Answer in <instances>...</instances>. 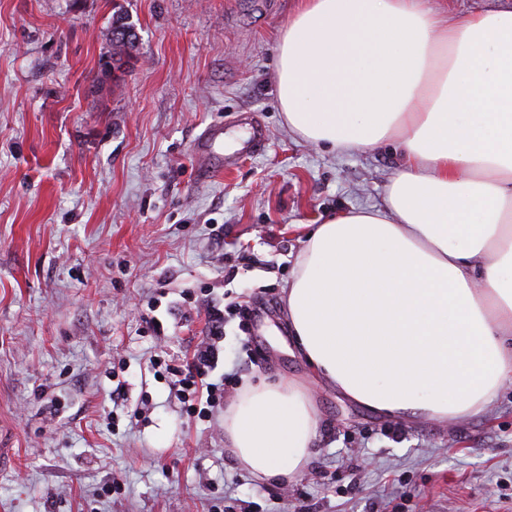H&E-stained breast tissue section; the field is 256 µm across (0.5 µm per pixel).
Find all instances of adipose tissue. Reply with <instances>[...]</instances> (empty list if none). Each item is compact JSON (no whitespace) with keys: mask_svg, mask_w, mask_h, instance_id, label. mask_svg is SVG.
Returning a JSON list of instances; mask_svg holds the SVG:
<instances>
[{"mask_svg":"<svg viewBox=\"0 0 512 512\" xmlns=\"http://www.w3.org/2000/svg\"><path fill=\"white\" fill-rule=\"evenodd\" d=\"M292 134L331 151L386 143L403 166L383 206L306 236L285 287L313 370L400 420L454 423L512 384V8L457 16L426 0H300L277 43ZM319 416L293 380L224 411L241 467L289 481Z\"/></svg>","mask_w":512,"mask_h":512,"instance_id":"1","label":"adipose tissue"}]
</instances>
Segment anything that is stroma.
<instances>
[{
	"label": "stroma",
	"instance_id": "obj_1",
	"mask_svg": "<svg viewBox=\"0 0 512 512\" xmlns=\"http://www.w3.org/2000/svg\"><path fill=\"white\" fill-rule=\"evenodd\" d=\"M139 37L103 80L113 6ZM298 0H0V512H512V385L490 413L402 423L317 375L282 288L309 225L381 204L394 145L335 154L278 108V37ZM267 131L235 150L251 119ZM223 123V174L192 145ZM258 301L240 320L236 304ZM224 312V399L308 385L316 454L291 486L224 445V411L187 414L166 365ZM154 311L163 334L143 320Z\"/></svg>",
	"mask_w": 512,
	"mask_h": 512
}]
</instances>
